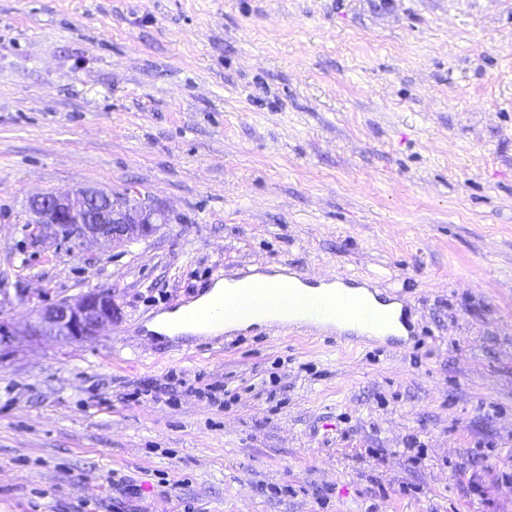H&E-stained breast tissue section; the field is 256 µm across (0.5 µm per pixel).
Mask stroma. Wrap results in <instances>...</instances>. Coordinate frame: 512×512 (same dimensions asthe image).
<instances>
[{
  "label": "stroma",
  "mask_w": 512,
  "mask_h": 512,
  "mask_svg": "<svg viewBox=\"0 0 512 512\" xmlns=\"http://www.w3.org/2000/svg\"><path fill=\"white\" fill-rule=\"evenodd\" d=\"M84 185L172 220L27 223ZM284 263L419 344L146 329ZM94 289L104 335H30ZM0 512H512V0H0ZM168 216L166 207L137 193L93 187L37 194L27 207V223L43 224L60 242L106 248L151 236Z\"/></svg>",
  "instance_id": "obj_1"
}]
</instances>
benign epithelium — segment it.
<instances>
[{
	"label": "benign epithelium",
	"instance_id": "obj_1",
	"mask_svg": "<svg viewBox=\"0 0 512 512\" xmlns=\"http://www.w3.org/2000/svg\"><path fill=\"white\" fill-rule=\"evenodd\" d=\"M168 216L166 207L137 193L93 187L37 194L27 207V223L43 225L60 242L81 246L92 241L106 248L151 236ZM112 321L111 295L93 290L42 307L30 335L78 342L103 335Z\"/></svg>",
	"mask_w": 512,
	"mask_h": 512
}]
</instances>
